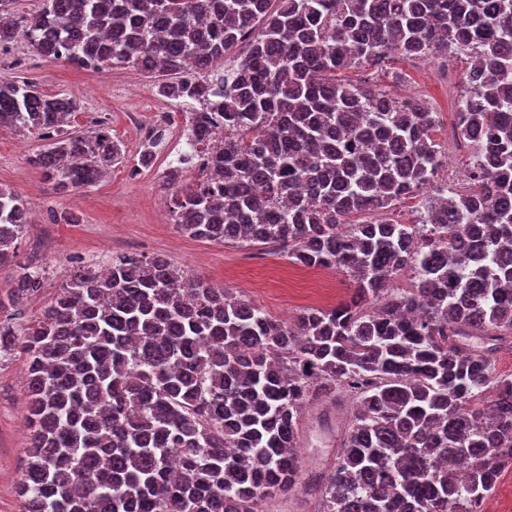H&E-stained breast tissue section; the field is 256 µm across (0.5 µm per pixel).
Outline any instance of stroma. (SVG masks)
<instances>
[{
  "label": "stroma",
  "instance_id": "35a3bbf8",
  "mask_svg": "<svg viewBox=\"0 0 512 512\" xmlns=\"http://www.w3.org/2000/svg\"><path fill=\"white\" fill-rule=\"evenodd\" d=\"M466 56L447 59L393 61L382 68L341 71L340 79L369 81L396 98L424 102L437 113L435 138L447 143L445 124L456 121L464 91ZM20 76L51 97H73L83 109L71 119L73 131H110L123 150L120 163L91 188L59 194L26 157L40 142L9 128H0V185L14 190L29 209L30 228L19 249L21 259H35L49 268L41 291L29 298L26 315L37 314L65 282L75 260L97 264L112 256H162L181 271L229 288L261 306L273 319L295 323L309 308L330 309L349 300L357 285L339 270L310 272L289 260L274 244L219 245L181 232L171 221L170 192L161 180L177 148L161 144L152 168L138 164L143 143L138 124L160 112L184 122L185 108L177 100L157 96L154 74L133 66L102 70L78 68L37 55L24 40L0 48V77ZM69 210L75 224H57L53 213ZM26 367L19 357L0 360V512H20L17 483L28 445L26 426ZM343 413L321 424L317 410L305 415L302 453L306 469H318L333 446L332 436Z\"/></svg>",
  "mask_w": 512,
  "mask_h": 512
}]
</instances>
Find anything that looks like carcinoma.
<instances>
[{
  "label": "carcinoma",
  "instance_id": "cac0c4a2",
  "mask_svg": "<svg viewBox=\"0 0 512 512\" xmlns=\"http://www.w3.org/2000/svg\"><path fill=\"white\" fill-rule=\"evenodd\" d=\"M13 3L0 0V46L132 65L160 76L158 95L200 104L163 172L182 232L277 242L357 280L356 300L293 327L161 256L117 255L104 272L73 266L22 325L47 266L18 260L28 210L1 186L0 354L28 366L22 512H259L286 494L319 512H482L512 465V379L495 366L512 344V0H44L21 18ZM448 54L472 58L460 190L437 179L436 113L336 79ZM79 111L0 78V127L44 141L27 162L61 194L122 158L107 131L64 127ZM414 194L418 227L354 222ZM314 401L351 415L326 474L306 482Z\"/></svg>",
  "mask_w": 512,
  "mask_h": 512
}]
</instances>
